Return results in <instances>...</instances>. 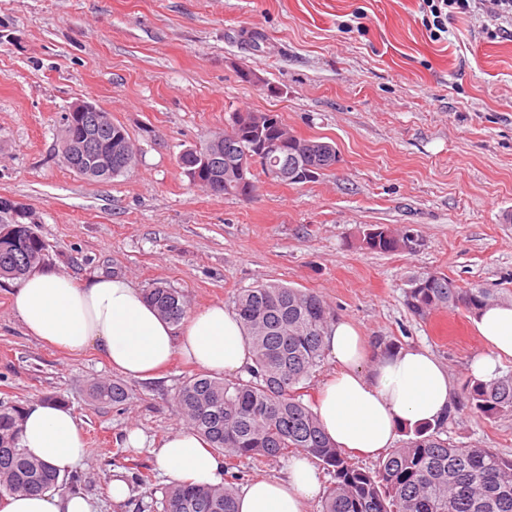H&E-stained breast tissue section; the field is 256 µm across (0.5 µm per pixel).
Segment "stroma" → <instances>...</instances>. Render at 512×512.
I'll return each mask as SVG.
<instances>
[{
    "instance_id": "1",
    "label": "stroma",
    "mask_w": 512,
    "mask_h": 512,
    "mask_svg": "<svg viewBox=\"0 0 512 512\" xmlns=\"http://www.w3.org/2000/svg\"><path fill=\"white\" fill-rule=\"evenodd\" d=\"M419 0H0V196L28 205L46 267L84 284L98 273L164 282L189 309H234L244 289L317 292L367 343L428 349L453 394L482 352L471 314L421 319L409 280L447 275L512 302V31L484 38L489 11L448 21L432 41ZM252 68L266 87L242 82ZM108 112L139 148L136 165L90 181L59 158L77 103ZM237 110H272L299 136L333 143L317 181L253 179V198L190 183L179 155L203 148ZM371 224L414 235L380 253ZM0 279V400L55 396L86 442L79 492L98 512H162L170 479L129 430L161 441L183 429L175 396L199 367L174 359L157 380L127 379V400L96 402L118 379L97 348L71 355L26 334ZM442 438L512 458V414L452 412ZM151 474L113 503L114 474Z\"/></svg>"
}]
</instances>
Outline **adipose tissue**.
Returning a JSON list of instances; mask_svg holds the SVG:
<instances>
[{
    "label": "adipose tissue",
    "instance_id": "adipose-tissue-1",
    "mask_svg": "<svg viewBox=\"0 0 512 512\" xmlns=\"http://www.w3.org/2000/svg\"><path fill=\"white\" fill-rule=\"evenodd\" d=\"M14 308L27 333L75 353L97 347L113 370L138 380L157 378L174 356L207 372L234 376L253 364V349L238 314L215 302L192 312L181 325L161 317L134 282L99 275L79 285L69 275L32 269L13 294ZM483 352L470 372L489 381L512 358V305L496 304L474 318ZM323 344L337 371L322 385L316 412L330 440L342 449L375 455L396 441L404 424L437 423L452 407L447 368L428 350H372L355 327L332 324ZM21 448L59 474L83 459V431L72 411L55 405L27 406ZM156 463L178 483L218 486L224 457L191 429L154 444ZM319 474L306 454L294 456L284 478L258 477L238 496L239 512H304L320 492ZM0 512H96L84 495L38 492L8 497Z\"/></svg>",
    "mask_w": 512,
    "mask_h": 512
}]
</instances>
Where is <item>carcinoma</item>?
I'll return each mask as SVG.
<instances>
[{
  "instance_id": "1",
  "label": "carcinoma",
  "mask_w": 512,
  "mask_h": 512,
  "mask_svg": "<svg viewBox=\"0 0 512 512\" xmlns=\"http://www.w3.org/2000/svg\"><path fill=\"white\" fill-rule=\"evenodd\" d=\"M251 113H232L224 139L242 149L257 137H276V128L263 132L246 125ZM73 134L64 124L61 158L75 159ZM366 246L389 253L410 246L413 237L395 235L384 224H372L364 234ZM46 243L33 225L0 209V278L18 279L44 261ZM147 300L175 324L187 314L177 289L155 282ZM406 306L416 316L448 308L474 315L495 304L486 288H461L447 276L426 273L409 280ZM236 311L254 351L247 380L197 376L186 380L177 407L188 428L203 436L211 448L224 453L226 465L252 458L271 459L302 451L318 459L332 476L321 512H512V459L488 448L453 445L439 437L445 421L404 427L411 435L391 450L371 471L351 462L344 449L327 437L317 413L303 402L300 383L325 356L322 337L334 314L318 294L279 284H262L240 292ZM463 400L482 419L512 414V372L489 382L469 379ZM92 397L120 404L126 386L97 383ZM24 408L0 401V500L17 493L55 491L63 485L49 465L28 457L19 446ZM231 482L220 486L174 483L163 491L164 512H238Z\"/></svg>"
}]
</instances>
